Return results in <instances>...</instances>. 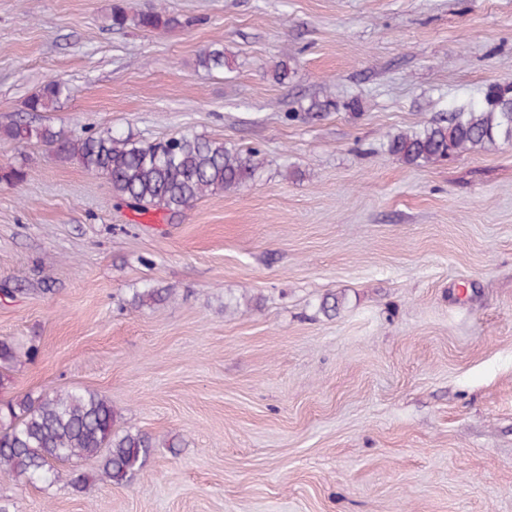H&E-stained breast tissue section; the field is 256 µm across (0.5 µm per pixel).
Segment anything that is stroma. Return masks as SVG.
Masks as SVG:
<instances>
[{
	"instance_id": "stroma-1",
	"label": "stroma",
	"mask_w": 512,
	"mask_h": 512,
	"mask_svg": "<svg viewBox=\"0 0 512 512\" xmlns=\"http://www.w3.org/2000/svg\"><path fill=\"white\" fill-rule=\"evenodd\" d=\"M158 5L178 26H111ZM214 43L230 70L198 68ZM53 77L45 122L263 165L172 219L0 138L32 169L0 183V338L39 347L0 397L95 390L180 442L123 487L0 473L13 512H512V144L384 147L512 81V0H0V126ZM315 98L340 108L291 119ZM147 286L173 297L132 308Z\"/></svg>"
}]
</instances>
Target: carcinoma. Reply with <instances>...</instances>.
<instances>
[{
    "label": "carcinoma",
    "mask_w": 512,
    "mask_h": 512,
    "mask_svg": "<svg viewBox=\"0 0 512 512\" xmlns=\"http://www.w3.org/2000/svg\"><path fill=\"white\" fill-rule=\"evenodd\" d=\"M112 26L131 23L144 30L170 27L178 20L161 10L129 15L112 12ZM207 72L228 66L224 46L213 44L197 58ZM70 92L51 79L25 102V115L0 127V136L17 144L39 143L63 160H75L104 177L122 202L145 213L163 209L177 216L207 194L235 190L253 179L262 165L259 151L227 147L224 142L191 134L142 141L111 131L87 129L77 135L64 127L40 122ZM333 100H312L290 117L315 122L337 110ZM498 141H512V83H493L481 97L423 127L399 131L387 138L389 153L410 166H422L473 151ZM28 172L0 166V182L18 184ZM167 288L146 287L134 292L135 308L167 300ZM17 358V348L0 339V379ZM117 412L110 400L82 389L4 398L0 400V472L22 484H52L59 479L55 462L95 459L100 479L118 486L130 484L146 464L151 449L162 446L139 430L115 429Z\"/></svg>",
    "instance_id": "1"
}]
</instances>
